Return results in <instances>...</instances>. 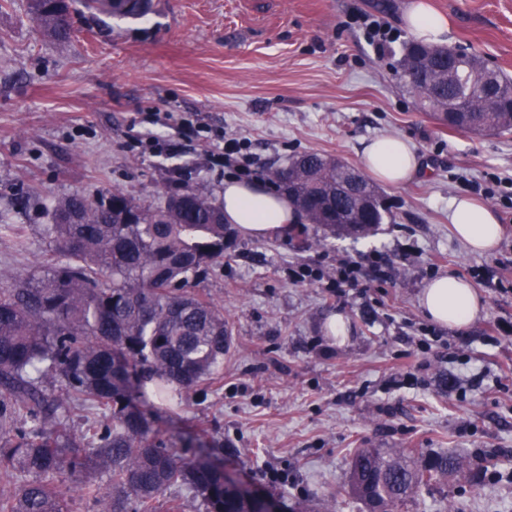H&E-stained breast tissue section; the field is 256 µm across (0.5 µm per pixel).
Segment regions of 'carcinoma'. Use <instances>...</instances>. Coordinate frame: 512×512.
Instances as JSON below:
<instances>
[{"label":"carcinoma","instance_id":"carcinoma-1","mask_svg":"<svg viewBox=\"0 0 512 512\" xmlns=\"http://www.w3.org/2000/svg\"><path fill=\"white\" fill-rule=\"evenodd\" d=\"M87 10L142 18L154 0H80ZM72 0H30L31 19L50 38L73 33ZM433 47L406 42L395 78L427 113L450 130L472 131L458 109L482 111L481 130L512 131V80L495 74L493 111L486 73L475 53L451 71L414 70L412 57ZM281 168L276 187L308 221L332 233L357 205L345 190L346 166L316 152ZM46 234L56 243L50 273H28L0 287V465L9 486L0 512H70L69 493L90 499L96 512H157L168 489L185 486L202 512H255L226 477L224 465L200 453L191 459L165 438L159 413L172 392L210 382L232 337L224 311L189 284L224 262L229 238L224 207L193 188L144 203L121 189L91 201L82 194L45 208ZM379 205L347 234L383 223ZM86 429L70 427L74 411ZM452 455L422 459L360 448L348 492L369 509L392 512L422 486L452 475Z\"/></svg>","mask_w":512,"mask_h":512}]
</instances>
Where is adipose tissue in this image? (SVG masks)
Here are the masks:
<instances>
[{
    "label": "adipose tissue",
    "instance_id": "ef3b65f1",
    "mask_svg": "<svg viewBox=\"0 0 512 512\" xmlns=\"http://www.w3.org/2000/svg\"><path fill=\"white\" fill-rule=\"evenodd\" d=\"M404 25L421 43L442 45L448 40L447 19L423 0H413L404 15ZM363 158L373 177L391 185L404 182L420 170L414 147L399 136L374 138L364 145ZM223 202L225 223L237 225L249 237L271 236L284 225L299 223L304 218L287 196L269 192L258 181L226 179ZM448 222L458 241L472 252L493 251L503 236V226L494 211L465 196L449 199ZM483 305L481 294L469 282L451 273L431 280L419 296L423 313L438 325L451 329L467 326L479 315Z\"/></svg>",
    "mask_w": 512,
    "mask_h": 512
}]
</instances>
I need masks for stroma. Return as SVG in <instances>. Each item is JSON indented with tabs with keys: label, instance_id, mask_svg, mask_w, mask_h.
Wrapping results in <instances>:
<instances>
[{
	"label": "stroma",
	"instance_id": "35a3bbf8",
	"mask_svg": "<svg viewBox=\"0 0 512 512\" xmlns=\"http://www.w3.org/2000/svg\"><path fill=\"white\" fill-rule=\"evenodd\" d=\"M410 2L159 0L137 20L78 11L64 44L30 22L28 0L0 9V283L44 271L53 198L119 188L149 203L187 186L222 198L232 171L206 159L220 135L259 172L304 152L360 168L364 142L381 135L415 146L422 172L380 184L388 213L374 232L310 224L259 240L235 229L223 265L194 282L223 308L232 345L219 383L182 391L160 428L188 455L212 451L278 512H365L345 486L357 448L461 459L398 512H512V291L470 277L487 268L512 283V133L443 127L396 82ZM430 2L449 44L512 78V0ZM367 18L391 31L385 53ZM461 194L503 225L493 252L453 236L448 199ZM340 258L362 270L341 298L324 283ZM376 259L389 280H373ZM447 272L485 301L460 330L417 305ZM334 313L347 320L342 346L322 331ZM431 329L437 341L419 347Z\"/></svg>",
	"mask_w": 512,
	"mask_h": 512
}]
</instances>
